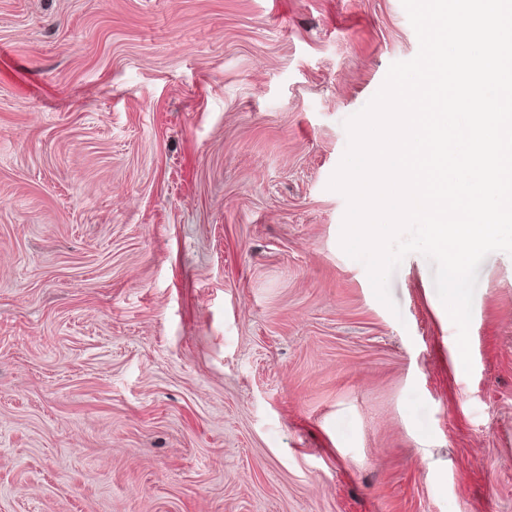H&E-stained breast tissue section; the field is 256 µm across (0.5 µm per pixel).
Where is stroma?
<instances>
[{
	"instance_id": "stroma-1",
	"label": "stroma",
	"mask_w": 512,
	"mask_h": 512,
	"mask_svg": "<svg viewBox=\"0 0 512 512\" xmlns=\"http://www.w3.org/2000/svg\"><path fill=\"white\" fill-rule=\"evenodd\" d=\"M402 0H0V512H512V256L340 246Z\"/></svg>"
}]
</instances>
